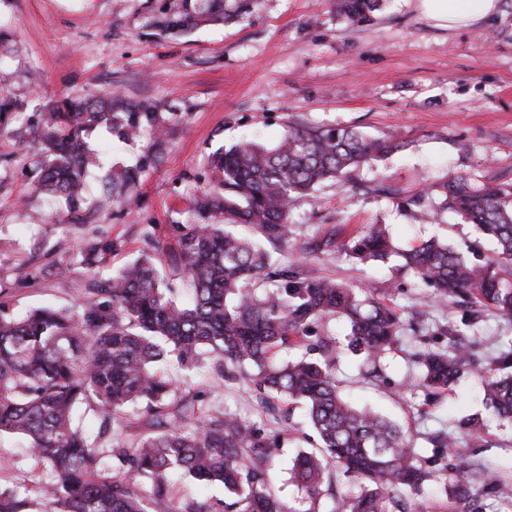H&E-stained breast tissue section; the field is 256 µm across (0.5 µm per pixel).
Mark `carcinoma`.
Returning <instances> with one entry per match:
<instances>
[{"label":"carcinoma","instance_id":"cac0c4a2","mask_svg":"<svg viewBox=\"0 0 512 512\" xmlns=\"http://www.w3.org/2000/svg\"><path fill=\"white\" fill-rule=\"evenodd\" d=\"M250 2L157 0L146 25L159 38L185 34L233 20ZM331 6L358 25L380 11L383 0H331ZM159 116L156 106L118 94L51 101L38 113L30 145L45 158L37 190L76 208L90 164L85 133L104 126L133 136L160 128ZM401 148L394 133L371 139L349 127L289 124L272 147L246 141L220 151L211 165L221 190L195 193L192 210L202 219L220 213L224 223L192 224L178 242L191 304L168 295L156 258L146 254L122 273L93 281L76 314L37 308L21 320L0 318V434L26 439L32 455L55 472L34 496L0 489V512H212L172 503L174 473L223 484L238 512H321L335 468L360 482V490L342 500V512H398L401 494L428 482L441 485L462 512H479L480 500L509 494L493 474L480 478L451 462L440 470L423 465L399 426L343 399L333 374L341 351L336 338L319 337L315 359L278 360L279 348L303 341L325 317L340 316L350 329L347 350L374 364L398 341L401 313L365 290L310 276L300 258L274 268L264 247L230 230L248 224L284 245L297 199ZM136 180L130 168L108 169L104 200L125 198ZM437 188L440 208L476 225L494 242L496 258L473 265L436 238L401 250L383 224L353 238L349 255L361 262L396 255L436 296L461 298L471 318L487 309L512 317V277L502 275V267H512V186L477 188L456 174ZM439 331L450 348L418 356L419 386L435 396L474 369L461 339ZM205 355L219 378L255 387L268 412L285 401L306 406L318 447L294 458L290 480L302 493L295 503L266 484L279 435L266 436L222 411L199 414L195 399L177 395L156 370L169 359L198 367ZM480 377L486 404L512 419V342ZM81 404L104 411L102 434L110 437L122 435L125 408L140 405L142 432L128 444L91 445L74 420Z\"/></svg>","mask_w":512,"mask_h":512}]
</instances>
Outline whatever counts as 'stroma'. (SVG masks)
I'll use <instances>...</instances> for the list:
<instances>
[{
  "label": "stroma",
  "instance_id": "obj_1",
  "mask_svg": "<svg viewBox=\"0 0 512 512\" xmlns=\"http://www.w3.org/2000/svg\"><path fill=\"white\" fill-rule=\"evenodd\" d=\"M148 0H0V25L10 28L17 53L0 60V97L26 103L0 125V315L19 319L38 307L76 310L87 296L89 274L108 278L143 254L155 256L164 285L187 300L190 288L177 240L194 223V191L217 186L211 157L252 138L274 145L290 123L353 127L379 137L398 131L397 153L327 181L293 205V235L271 259L287 264L332 228L341 239L371 224L386 225L402 249L438 237L472 264L488 262L494 244L460 215L439 212L420 223L411 200L425 185L451 174L473 184H512V0H499L491 17L454 31L428 18L421 0H386L370 22L346 26L329 0H253L235 22L159 39L146 28ZM119 92L157 105L163 137L143 130L124 138L98 128L85 138L93 164L83 207L88 220H69L61 204L34 194L43 157L22 143L40 105L64 97ZM112 165L140 168L132 203L100 204V178ZM104 245L93 270L74 261L87 246ZM312 276L370 286L377 298L401 308L406 321L396 350L371 376L360 357L336 361L342 396L370 404L396 420L419 459L445 457L431 436L464 437L463 421H477L482 437L460 465L475 463L512 481V422L486 409L483 387L464 376L430 397L419 387L415 354L443 349L452 329L476 353L496 356L512 339V318L485 312L472 321L458 300L440 305L398 258L360 262L344 249L310 258ZM179 390L199 393L198 407L241 417L264 433L279 432L248 387L172 366ZM290 431L279 432L269 466L271 490L296 499L290 481L294 455L311 448L306 413L291 408ZM51 469L31 456L22 439L0 436V487L34 493ZM174 503L208 508L224 497L217 483L178 476Z\"/></svg>",
  "mask_w": 512,
  "mask_h": 512
}]
</instances>
